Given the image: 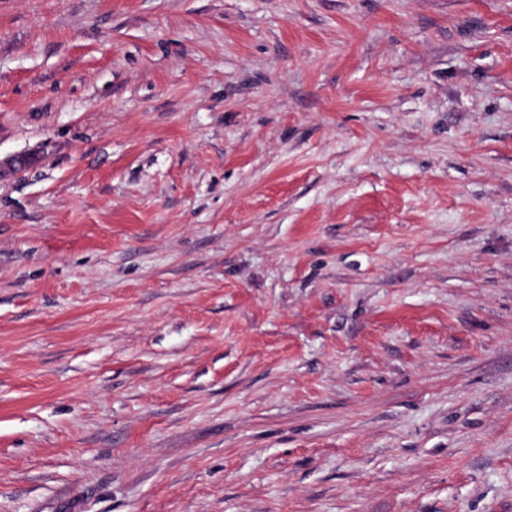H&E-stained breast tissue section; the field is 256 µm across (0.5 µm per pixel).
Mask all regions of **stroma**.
<instances>
[{"label": "stroma", "mask_w": 512, "mask_h": 512, "mask_svg": "<svg viewBox=\"0 0 512 512\" xmlns=\"http://www.w3.org/2000/svg\"><path fill=\"white\" fill-rule=\"evenodd\" d=\"M0 512H512V0H0Z\"/></svg>", "instance_id": "stroma-1"}]
</instances>
